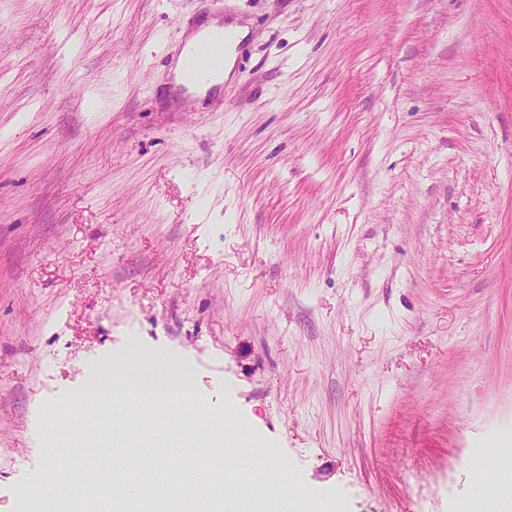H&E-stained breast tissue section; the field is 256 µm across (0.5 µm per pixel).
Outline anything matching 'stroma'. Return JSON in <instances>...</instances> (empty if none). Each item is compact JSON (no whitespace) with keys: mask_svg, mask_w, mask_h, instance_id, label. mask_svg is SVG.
Listing matches in <instances>:
<instances>
[{"mask_svg":"<svg viewBox=\"0 0 512 512\" xmlns=\"http://www.w3.org/2000/svg\"><path fill=\"white\" fill-rule=\"evenodd\" d=\"M249 29L171 104L207 20ZM198 402L85 393L131 347ZM69 470L238 464L246 424L307 503L505 512L512 472V0H0V512ZM136 423L137 455L112 456ZM158 382L162 388L182 393H191L190 377L179 366L169 365L165 371L159 375Z\"/></svg>","mask_w":512,"mask_h":512,"instance_id":"obj_1","label":"stroma"}]
</instances>
